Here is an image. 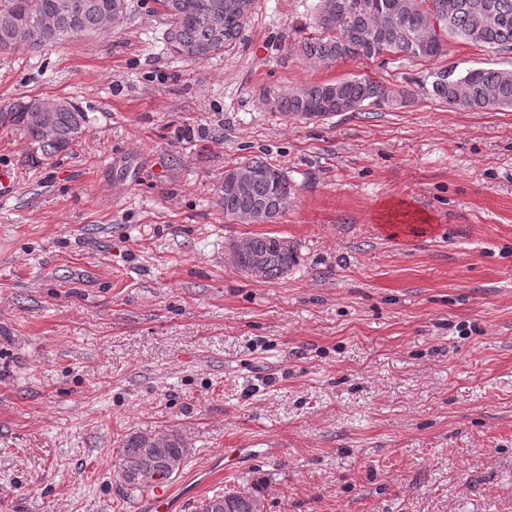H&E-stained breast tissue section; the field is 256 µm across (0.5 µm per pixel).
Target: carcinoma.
<instances>
[{
  "label": "carcinoma",
  "instance_id": "carcinoma-1",
  "mask_svg": "<svg viewBox=\"0 0 512 512\" xmlns=\"http://www.w3.org/2000/svg\"><path fill=\"white\" fill-rule=\"evenodd\" d=\"M165 19L164 44L187 60L208 58L236 44L255 0H157ZM126 0H0V50L37 49L108 33L126 18ZM314 23L319 35L300 42V56L311 64L333 65L350 59L398 57L431 60L444 53L448 39L485 50L512 49V0H317ZM426 94L467 111L512 110V69L476 68L461 76H434ZM332 96L364 107H391L411 93L366 77L311 83L288 90L277 101L287 117L325 118L320 107ZM87 113L68 98H35L0 108V125L21 131L45 159L82 138ZM241 166L263 172L244 190L224 191V217L250 221L261 213L275 223L287 211L294 185L287 173L258 158L224 171V180ZM261 266L262 280L288 275L298 263L288 240L268 234L241 240L237 264ZM186 448L175 432H132L122 443L118 469L129 495L171 481L183 469ZM198 512H264L249 492L216 494Z\"/></svg>",
  "mask_w": 512,
  "mask_h": 512
}]
</instances>
